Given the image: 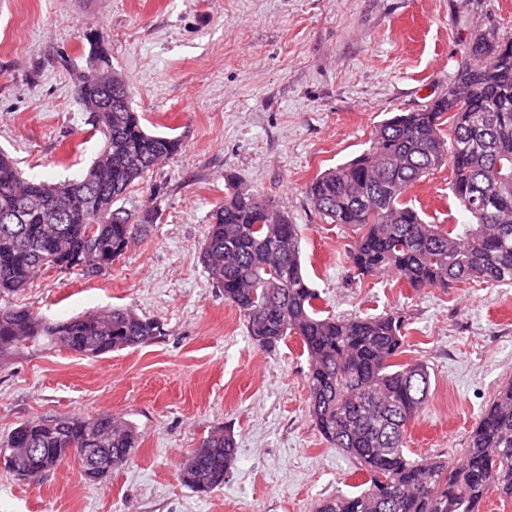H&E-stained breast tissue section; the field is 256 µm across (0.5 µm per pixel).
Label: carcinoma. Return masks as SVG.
Returning <instances> with one entry per match:
<instances>
[{
    "label": "carcinoma",
    "instance_id": "1",
    "mask_svg": "<svg viewBox=\"0 0 512 512\" xmlns=\"http://www.w3.org/2000/svg\"><path fill=\"white\" fill-rule=\"evenodd\" d=\"M75 95L87 111L112 99L109 111L91 113L102 145L80 178L25 181L0 150V292L23 290L44 264L63 272L120 259L147 220L119 202L182 150L179 137L144 128L125 82L112 71L104 40L77 79ZM445 115L452 119L447 140L440 123ZM445 165L451 192L470 215L460 232L426 223L403 200ZM306 194L329 223L359 232L348 253L358 275L391 272L416 290L512 283V37L498 36L488 47L470 41L448 90L385 119L367 150L316 175ZM201 259L257 347L270 351L290 336L300 339L311 421L366 476V487L323 499L317 512H480L492 493L512 500V380L471 430L462 461L414 460L407 425L426 408L430 373L421 363L398 361L404 316L323 315L303 268L297 225L249 190L234 191L213 210ZM159 335L157 320L126 308L52 323L25 308L0 309V364L53 345L97 358ZM203 445L180 478L209 493L230 473L236 443L231 434L214 432ZM136 447L135 428L109 413L45 417L1 437L0 462L31 480L72 459L96 483L112 468L90 465L87 449L113 458Z\"/></svg>",
    "mask_w": 512,
    "mask_h": 512
}]
</instances>
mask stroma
I'll list each match as a JSON object with an SVG mask.
<instances>
[{"label": "stroma", "mask_w": 512, "mask_h": 512, "mask_svg": "<svg viewBox=\"0 0 512 512\" xmlns=\"http://www.w3.org/2000/svg\"><path fill=\"white\" fill-rule=\"evenodd\" d=\"M512 36V0H0V148L23 177L79 178L102 137L74 84L103 36L146 129L180 137L123 201L152 222L103 274L50 270L0 293L55 321L128 307L163 333L87 358L61 347L0 365V437L38 416L108 412L140 443L107 480L76 462L34 481L0 466V512H315L363 482L308 413L297 338L255 347L199 259L213 209L253 189L297 224L319 305L341 318L397 311L403 361L430 373L424 415L407 430L417 459L459 460L498 389L512 379V284L413 290L388 272L359 277L354 232L327 223L306 195L320 172L361 154L392 112L420 108L452 82L466 44ZM451 170L406 199L432 224L463 227ZM233 434L223 488L200 494L179 470L210 433Z\"/></svg>", "instance_id": "stroma-1"}]
</instances>
